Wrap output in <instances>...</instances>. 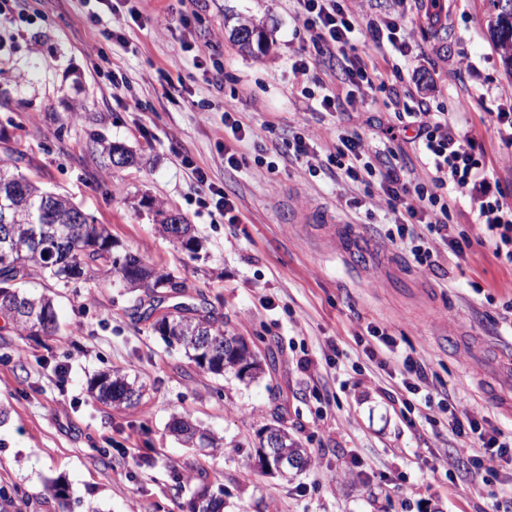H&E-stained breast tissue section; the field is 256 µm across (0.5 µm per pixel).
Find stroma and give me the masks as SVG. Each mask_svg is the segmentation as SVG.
I'll list each match as a JSON object with an SVG mask.
<instances>
[{"label":"stroma","mask_w":512,"mask_h":512,"mask_svg":"<svg viewBox=\"0 0 512 512\" xmlns=\"http://www.w3.org/2000/svg\"><path fill=\"white\" fill-rule=\"evenodd\" d=\"M131 7L142 23L121 41L104 37L109 16L98 0H26L25 16L0 15V69L22 75L0 80V152L11 149L28 178L109 225L115 254L137 253L185 280L179 302L213 310L252 345L263 372L243 380L196 367L130 315L144 290L102 277L67 288L31 279L28 292L53 297L59 326L21 336L0 318V512H185L204 486L223 489L224 512H490L492 493L512 488V465L499 464L486 484L473 477L464 453L472 440L449 432L436 402L449 396L459 412L512 427V338L503 334L512 268L478 245L419 268L385 237L392 215L377 185L314 178L284 156L295 133L321 154L355 131L422 174L414 145L387 140L382 128L423 105L475 134L488 181L512 205V147L496 123L512 113L501 94L512 75L487 28L488 0H446L444 38L425 0H406L414 50L399 76L332 111L319 106L312 78L292 72L296 56L313 51L295 0H118L119 12ZM246 22L264 28L267 52L234 40ZM199 49L221 81L196 65ZM101 50L126 92L99 68ZM172 77L181 86L170 88ZM305 86L314 98L301 96ZM228 111L256 138L225 132ZM93 130L137 164L102 167ZM228 147L239 168L225 167ZM186 156L236 202L238 223L200 204ZM353 197L361 208L347 206ZM160 205L192 224L197 259L159 232ZM347 234L360 255L347 254ZM371 325L421 355L434 407L403 406L401 361L363 352ZM108 370L141 387L137 404L95 398L89 382ZM181 416L222 437L224 451L180 444L169 425ZM277 421L309 455L285 481L259 458V434ZM55 484L65 499L50 494Z\"/></svg>","instance_id":"1"}]
</instances>
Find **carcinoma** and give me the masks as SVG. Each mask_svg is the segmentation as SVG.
Returning a JSON list of instances; mask_svg holds the SVG:
<instances>
[{"label": "carcinoma", "instance_id": "1", "mask_svg": "<svg viewBox=\"0 0 512 512\" xmlns=\"http://www.w3.org/2000/svg\"><path fill=\"white\" fill-rule=\"evenodd\" d=\"M488 4V29L503 61L512 70V15L500 14L496 0H488ZM234 37L242 48L250 51L263 52L268 47L263 30L253 24L239 25ZM90 145L105 168H112V154L116 151L126 155L128 164L136 162L131 150L102 133L90 134ZM2 208L8 210L11 224L10 232L0 237V316L11 319L15 330L21 334L36 328L46 334L54 332L57 314L51 299L28 297L20 291L19 284L41 273L55 280L58 287L67 288L71 281L65 278L63 271L70 261L83 277L94 278L104 273L131 292L140 288H169L180 294L185 288L179 277L147 266L137 254L128 252L116 258L108 225L98 224L90 216L85 217L82 224L73 223L71 214L79 206L70 197L49 192L30 180L20 170L18 160L10 155L0 158ZM161 304L162 300H157L140 318L154 319L153 331L167 344L183 347L188 359L198 368L222 375L226 371H238V365L244 362L255 372L261 370L252 355L234 348L241 343L240 338L225 331L211 312L202 313L185 305L163 308ZM187 327L211 337L223 364L204 365L199 361L197 344L184 337ZM131 386L133 383L125 374L113 370L96 376L91 382V391L98 399L112 404ZM171 432L190 448L201 444L213 450L222 448V439L201 429L188 417L174 419ZM187 508L188 512H223L224 490L199 492L188 501Z\"/></svg>", "mask_w": 512, "mask_h": 512}]
</instances>
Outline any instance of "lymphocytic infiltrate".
Segmentation results:
<instances>
[{
    "instance_id": "1",
    "label": "lymphocytic infiltrate",
    "mask_w": 512,
    "mask_h": 512,
    "mask_svg": "<svg viewBox=\"0 0 512 512\" xmlns=\"http://www.w3.org/2000/svg\"><path fill=\"white\" fill-rule=\"evenodd\" d=\"M297 15L302 19L316 51V59L298 57L292 64L294 74L304 76L313 61L331 62L332 75L343 87H374L382 82L377 55L392 49L407 55L412 46L407 40L404 12L380 18L368 30H361L359 15L342 0H296ZM402 131L411 132L418 145L428 179L405 176L403 169L384 159L381 152L369 150L356 132L339 135L334 153L319 157L311 151L305 137L294 136L288 153L304 161L311 176L336 175L342 182H377L382 198L394 216L386 238L409 252L423 268L433 267L438 247L463 254L470 239L457 233L450 224V211L457 200L470 197L479 202V244L490 246L496 259L512 266V208L503 203L500 187L491 185L483 175L484 160L474 136L459 133L451 126L447 113L422 109ZM424 225L416 233L415 225ZM448 426L455 434L472 433L483 454L474 462L475 476L486 473L489 463L500 459L512 461V432L485 428L474 417L460 419L455 408H448Z\"/></svg>"
}]
</instances>
